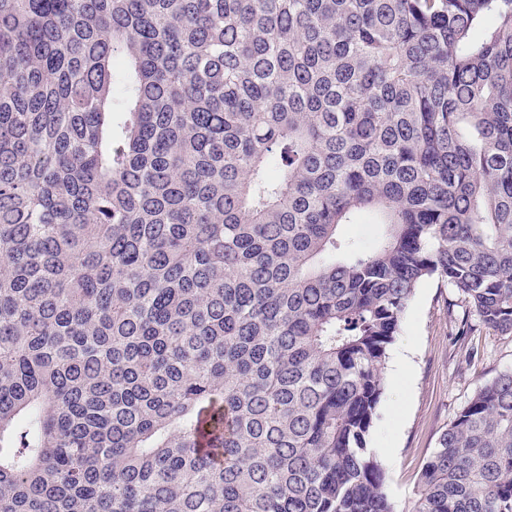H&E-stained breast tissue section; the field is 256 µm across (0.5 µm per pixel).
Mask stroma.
<instances>
[{
	"instance_id": "35a3bbf8",
	"label": "stroma",
	"mask_w": 512,
	"mask_h": 512,
	"mask_svg": "<svg viewBox=\"0 0 512 512\" xmlns=\"http://www.w3.org/2000/svg\"><path fill=\"white\" fill-rule=\"evenodd\" d=\"M468 310L447 282L424 281L391 347L407 355L410 370L396 380L393 364H386L379 418L368 445L382 463L395 512H412L424 460L477 388L512 370V335L486 328ZM464 317L472 330L462 336L458 327Z\"/></svg>"
}]
</instances>
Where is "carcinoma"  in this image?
<instances>
[{
	"label": "carcinoma",
	"mask_w": 512,
	"mask_h": 512,
	"mask_svg": "<svg viewBox=\"0 0 512 512\" xmlns=\"http://www.w3.org/2000/svg\"><path fill=\"white\" fill-rule=\"evenodd\" d=\"M432 278L512 334V0H0V512H394ZM413 512H512V371Z\"/></svg>",
	"instance_id": "obj_1"
}]
</instances>
